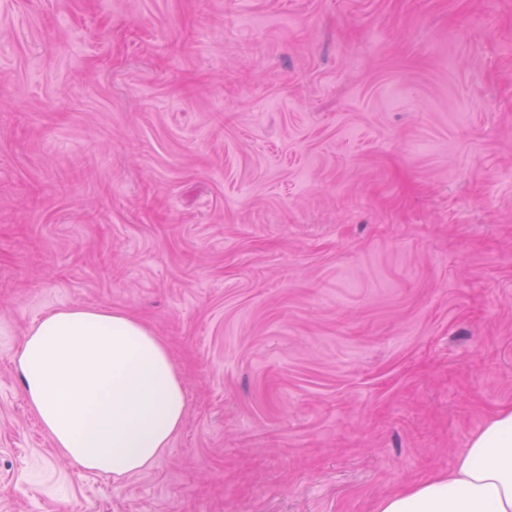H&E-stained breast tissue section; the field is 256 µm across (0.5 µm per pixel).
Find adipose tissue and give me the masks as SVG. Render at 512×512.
Instances as JSON below:
<instances>
[{
	"instance_id": "ef3b65f1",
	"label": "adipose tissue",
	"mask_w": 512,
	"mask_h": 512,
	"mask_svg": "<svg viewBox=\"0 0 512 512\" xmlns=\"http://www.w3.org/2000/svg\"><path fill=\"white\" fill-rule=\"evenodd\" d=\"M17 362L29 406L79 469L138 475L184 424L186 397L167 347L127 312H50ZM378 512H512V407L489 417L448 471L393 492Z\"/></svg>"
}]
</instances>
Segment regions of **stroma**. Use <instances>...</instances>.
I'll use <instances>...</instances> for the list:
<instances>
[{
  "label": "stroma",
  "instance_id": "stroma-1",
  "mask_svg": "<svg viewBox=\"0 0 512 512\" xmlns=\"http://www.w3.org/2000/svg\"><path fill=\"white\" fill-rule=\"evenodd\" d=\"M148 325L187 414L75 468L15 358ZM512 405V0H0V512H377Z\"/></svg>",
  "mask_w": 512,
  "mask_h": 512
}]
</instances>
